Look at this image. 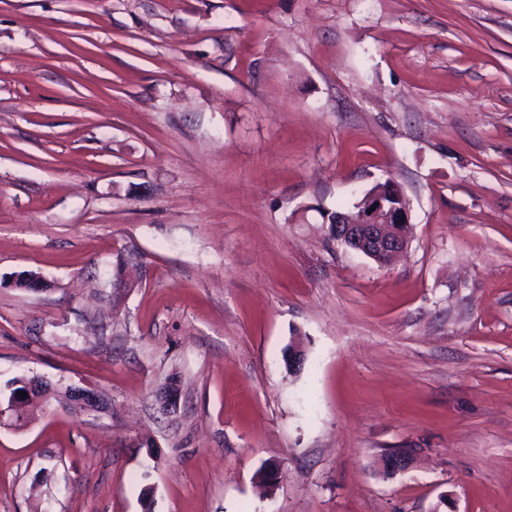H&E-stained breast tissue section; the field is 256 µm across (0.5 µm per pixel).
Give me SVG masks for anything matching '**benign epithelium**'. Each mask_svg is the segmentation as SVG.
<instances>
[{
	"instance_id": "1",
	"label": "benign epithelium",
	"mask_w": 512,
	"mask_h": 512,
	"mask_svg": "<svg viewBox=\"0 0 512 512\" xmlns=\"http://www.w3.org/2000/svg\"><path fill=\"white\" fill-rule=\"evenodd\" d=\"M324 224L328 226L329 238L336 244L359 252L380 266L389 264L407 248L411 238L410 205L405 193L392 178L376 184L358 202V211L329 216L324 213ZM12 285L27 291L40 292L46 289V282L33 272L17 273ZM23 397L13 391L8 404L0 403V417L14 410L26 414L27 408L35 401L47 403L54 396L55 388L38 379H24L19 383ZM70 404L85 411H101L103 406L98 396L89 389L74 388L69 390ZM179 398V385L168 382L160 395L164 409L176 407ZM409 464V455L402 451L387 456L383 460L384 471L395 474Z\"/></svg>"
}]
</instances>
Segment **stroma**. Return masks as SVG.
<instances>
[{"label": "stroma", "mask_w": 512, "mask_h": 512, "mask_svg": "<svg viewBox=\"0 0 512 512\" xmlns=\"http://www.w3.org/2000/svg\"><path fill=\"white\" fill-rule=\"evenodd\" d=\"M389 178L381 268L320 213ZM22 375L107 409L0 424V512H512V0H0Z\"/></svg>", "instance_id": "obj_1"}]
</instances>
